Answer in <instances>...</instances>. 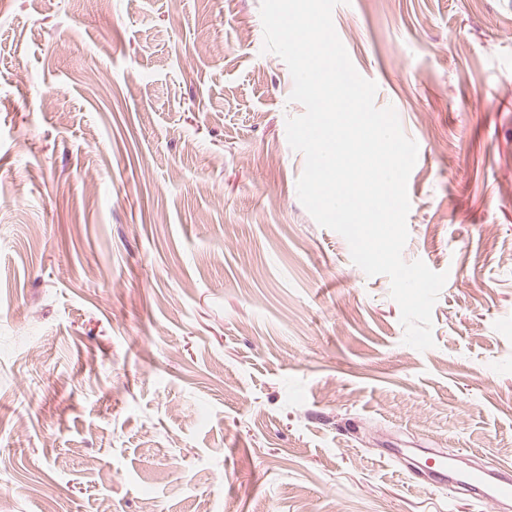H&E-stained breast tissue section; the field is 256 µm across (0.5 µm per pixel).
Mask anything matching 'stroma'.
I'll return each mask as SVG.
<instances>
[{
  "label": "stroma",
  "instance_id": "1",
  "mask_svg": "<svg viewBox=\"0 0 512 512\" xmlns=\"http://www.w3.org/2000/svg\"><path fill=\"white\" fill-rule=\"evenodd\" d=\"M260 5L0 0V512H498L386 451L512 470V0L333 10L419 146L424 352L298 199Z\"/></svg>",
  "mask_w": 512,
  "mask_h": 512
}]
</instances>
